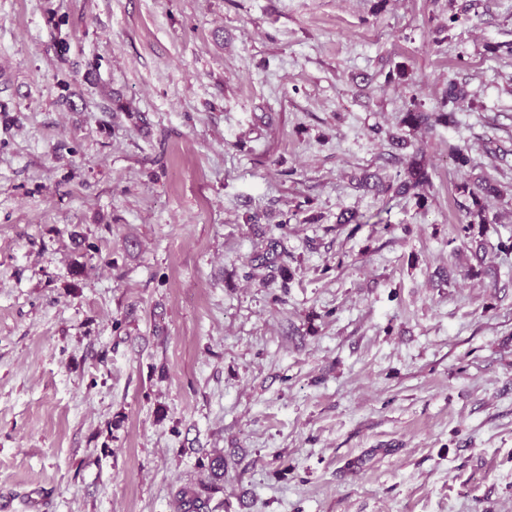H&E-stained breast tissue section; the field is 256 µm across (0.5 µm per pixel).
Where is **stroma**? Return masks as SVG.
Masks as SVG:
<instances>
[{
    "label": "stroma",
    "mask_w": 512,
    "mask_h": 512,
    "mask_svg": "<svg viewBox=\"0 0 512 512\" xmlns=\"http://www.w3.org/2000/svg\"><path fill=\"white\" fill-rule=\"evenodd\" d=\"M219 452L214 512H512V0H0V512ZM451 119L452 113L423 112L418 107H415L405 112L402 124L412 130L422 127L430 129L441 123L449 124ZM430 179L431 175L428 172L423 155L421 152L416 151V153L411 156L405 169V180L402 184L403 189H422L430 183ZM460 189L464 194L467 193V184L461 186ZM468 194L472 199V208H468L467 211V216L469 217L468 222L466 224H461L462 231L465 233V236L469 235L468 231H470L476 224H478L479 227L481 226L482 230L486 229V224H490L486 212V207L480 196L473 191H468Z\"/></svg>",
    "instance_id": "obj_1"
}]
</instances>
